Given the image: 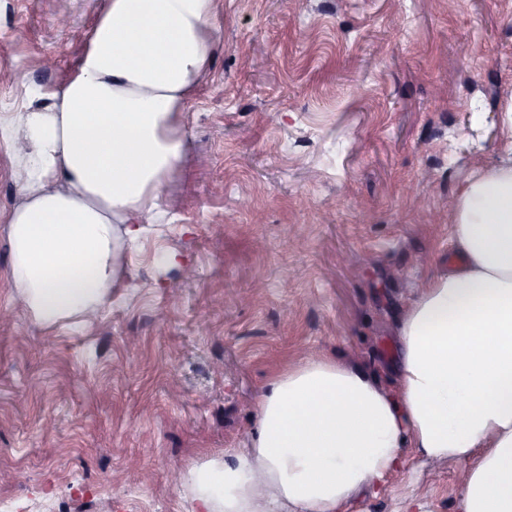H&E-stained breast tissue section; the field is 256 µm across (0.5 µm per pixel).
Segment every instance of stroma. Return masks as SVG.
<instances>
[{"mask_svg":"<svg viewBox=\"0 0 512 512\" xmlns=\"http://www.w3.org/2000/svg\"><path fill=\"white\" fill-rule=\"evenodd\" d=\"M0 0V113L63 81L104 0ZM183 156L80 326L34 320L5 218L0 143V512H194L191 469L247 447L269 383L302 360L385 366L447 266L454 200L512 148V0H217ZM465 464L405 449L348 512H457Z\"/></svg>","mask_w":512,"mask_h":512,"instance_id":"obj_1","label":"stroma"}]
</instances>
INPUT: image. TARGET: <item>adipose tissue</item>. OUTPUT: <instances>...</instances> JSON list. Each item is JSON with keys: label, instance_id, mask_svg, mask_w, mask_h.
<instances>
[{"label": "adipose tissue", "instance_id": "ef3b65f1", "mask_svg": "<svg viewBox=\"0 0 512 512\" xmlns=\"http://www.w3.org/2000/svg\"><path fill=\"white\" fill-rule=\"evenodd\" d=\"M215 0H106L74 69L0 113L22 198L10 279L52 325L102 308L160 211L187 103L216 43ZM458 261L399 321L393 366L322 355L274 379L249 445L189 472L199 512H344L415 449L469 463L459 512H512V155L463 183Z\"/></svg>", "mask_w": 512, "mask_h": 512}]
</instances>
